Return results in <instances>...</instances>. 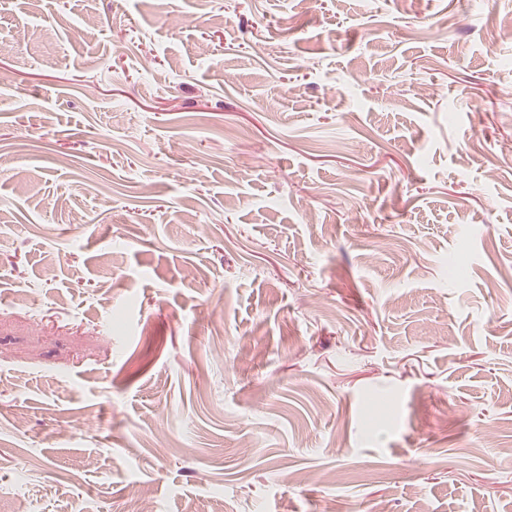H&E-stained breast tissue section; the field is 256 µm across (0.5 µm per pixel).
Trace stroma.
<instances>
[{
  "instance_id": "stroma-1",
  "label": "stroma",
  "mask_w": 512,
  "mask_h": 512,
  "mask_svg": "<svg viewBox=\"0 0 512 512\" xmlns=\"http://www.w3.org/2000/svg\"><path fill=\"white\" fill-rule=\"evenodd\" d=\"M507 50L512 0H0V512H512Z\"/></svg>"
}]
</instances>
